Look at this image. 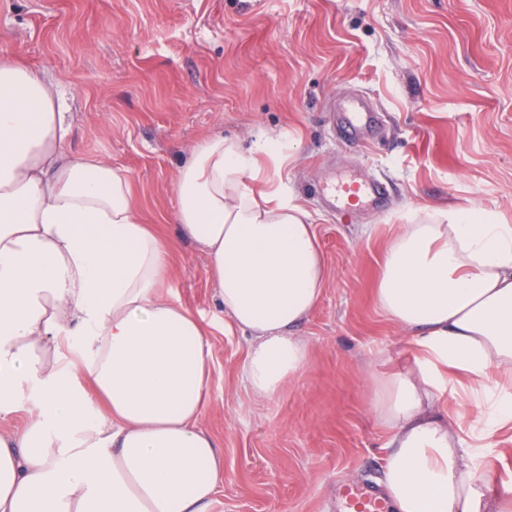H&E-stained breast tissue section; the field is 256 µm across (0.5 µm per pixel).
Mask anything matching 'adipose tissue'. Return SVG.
I'll list each match as a JSON object with an SVG mask.
<instances>
[{
    "mask_svg": "<svg viewBox=\"0 0 512 512\" xmlns=\"http://www.w3.org/2000/svg\"><path fill=\"white\" fill-rule=\"evenodd\" d=\"M54 84L0 55V512H208L224 458L199 421L210 347L200 318L163 288L173 244L144 224L129 176L67 153ZM276 140H200L172 217L208 258L227 326L248 334V390L279 395L311 359L296 328L326 281L311 215L271 172ZM379 308L421 349L372 378L389 430L384 488L396 512H512V487L479 486L470 425L438 400L470 382L491 436L512 421V224L470 208H415L387 245ZM77 339L83 377L60 358Z\"/></svg>",
    "mask_w": 512,
    "mask_h": 512,
    "instance_id": "1",
    "label": "adipose tissue"
}]
</instances>
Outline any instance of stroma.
Here are the masks:
<instances>
[{
    "label": "stroma",
    "mask_w": 512,
    "mask_h": 512,
    "mask_svg": "<svg viewBox=\"0 0 512 512\" xmlns=\"http://www.w3.org/2000/svg\"><path fill=\"white\" fill-rule=\"evenodd\" d=\"M0 48L56 84L66 151L125 171L144 222L174 243L167 285L211 348L200 425L224 484L209 512H336L340 483L381 485L389 431L368 376L418 352L375 300L384 247L412 206L512 224V0H0ZM352 98L378 116L362 148L342 141ZM214 133L277 140L326 266L297 328L311 361L273 400L242 385L248 339L225 328L207 258L172 219L177 170ZM334 175L384 180L387 206L325 208L314 186ZM491 441L478 465L512 486V425Z\"/></svg>",
    "instance_id": "35a3bbf8"
}]
</instances>
